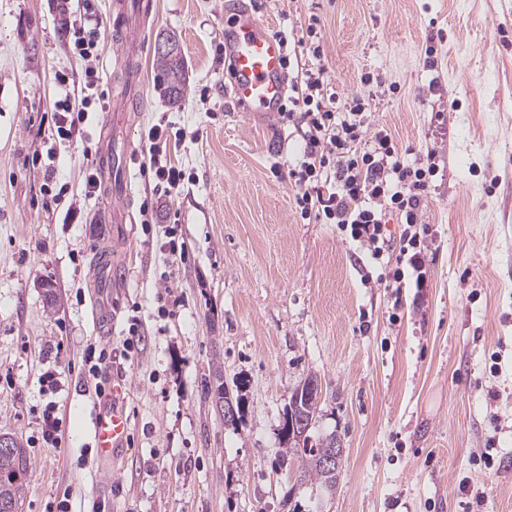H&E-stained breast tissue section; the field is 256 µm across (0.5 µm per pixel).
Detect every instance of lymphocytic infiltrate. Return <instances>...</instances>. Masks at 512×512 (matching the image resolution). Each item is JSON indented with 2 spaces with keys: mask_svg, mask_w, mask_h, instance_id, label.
Wrapping results in <instances>:
<instances>
[{
  "mask_svg": "<svg viewBox=\"0 0 512 512\" xmlns=\"http://www.w3.org/2000/svg\"><path fill=\"white\" fill-rule=\"evenodd\" d=\"M63 30L72 34V54L85 62L84 82L72 90L68 73L55 80L64 93L57 101L58 134L78 142L83 138L86 114L92 105L91 92L100 83L98 70L88 60L97 47L102 20L92 0H85L79 21H71L67 4L58 6ZM324 55L316 23H309L293 42L285 57L286 66L297 74L293 94L279 107L281 120L292 123L305 147L300 164L288 176L298 186L296 206L301 219L334 224L349 233L352 241L368 250L371 259L394 254L395 268L381 275L388 288H402L406 279L424 287L426 278L427 229L421 222L422 208L434 173L424 159L405 162L394 137L381 130L374 134L369 150L360 144L366 132L362 97L337 105L321 63ZM150 170L156 190L164 196L176 194L185 180L184 171L167 158L171 141L162 127L147 134ZM399 217L404 229L398 242L384 236V214Z\"/></svg>",
  "mask_w": 512,
  "mask_h": 512,
  "instance_id": "obj_1",
  "label": "lymphocytic infiltrate"
}]
</instances>
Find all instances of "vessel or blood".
I'll list each match as a JSON object with an SVG mask.
<instances>
[{"instance_id": "1", "label": "vessel or blood", "mask_w": 512, "mask_h": 512, "mask_svg": "<svg viewBox=\"0 0 512 512\" xmlns=\"http://www.w3.org/2000/svg\"><path fill=\"white\" fill-rule=\"evenodd\" d=\"M156 13L154 0H116L114 4L112 37L126 49L124 67L128 81L117 99L109 119L117 127L130 126L144 106L138 88V75L133 68L132 55L137 43L132 31L144 29ZM224 57L232 75L226 88L232 103L258 116L272 119L278 114L287 91L285 77V47L270 33L267 26L249 8L237 10L224 25ZM130 153L116 154L111 143H103L99 150V167L108 183L107 191L114 201L113 214H120L128 205ZM130 434L128 417L119 409L99 410L92 426V436L100 463H109L127 444Z\"/></svg>"}]
</instances>
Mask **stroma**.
Masks as SVG:
<instances>
[{
    "mask_svg": "<svg viewBox=\"0 0 512 512\" xmlns=\"http://www.w3.org/2000/svg\"><path fill=\"white\" fill-rule=\"evenodd\" d=\"M113 2H96L104 108L82 145L57 136L55 74L83 66L56 0H0V434L30 456L21 512H287L278 429L310 373L326 395L317 427L345 448L326 512H512V0H262L274 33L318 18L337 99L364 98L370 133L387 129L436 165L421 217L427 285L399 290L337 225L300 219L293 127L226 103L217 47L242 0H157L137 33L134 221L113 223L111 202L85 192L83 154L124 88ZM168 30L187 66L176 108L156 85ZM159 124L183 130L167 157L187 179L147 215L143 136ZM72 206L86 223H65ZM172 238L185 261L170 256ZM105 250L127 276L100 289ZM99 299L112 306L108 334L92 321ZM133 315L141 339L129 349ZM92 344L127 384L128 448L110 468L92 440ZM216 376L244 386L237 425L204 395ZM48 410L56 448L41 439Z\"/></svg>",
    "mask_w": 512,
    "mask_h": 512,
    "instance_id": "obj_1",
    "label": "stroma"
}]
</instances>
